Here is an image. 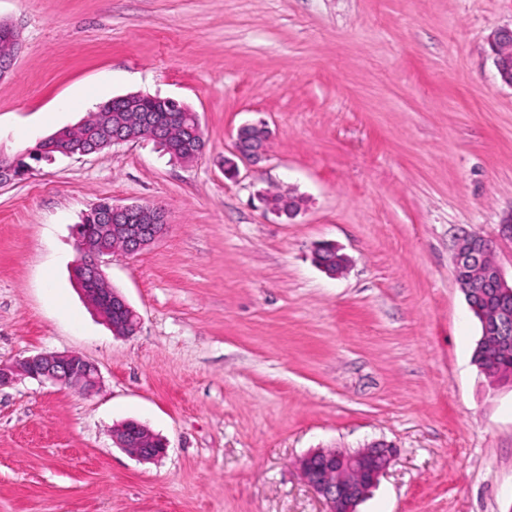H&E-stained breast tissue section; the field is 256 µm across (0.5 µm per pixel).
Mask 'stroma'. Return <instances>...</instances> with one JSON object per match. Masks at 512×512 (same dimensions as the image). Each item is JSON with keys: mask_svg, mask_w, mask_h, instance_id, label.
<instances>
[{"mask_svg": "<svg viewBox=\"0 0 512 512\" xmlns=\"http://www.w3.org/2000/svg\"><path fill=\"white\" fill-rule=\"evenodd\" d=\"M1 22L23 42L1 152L90 117L81 89L175 99L206 148L142 139L0 184V363L72 352L100 376L0 387V512H322L300 458L374 440L397 453L359 512H512V382L474 363L454 273L481 235L512 279V87L488 48L512 0H0ZM258 119L266 160L225 177ZM276 190L303 198L293 218L259 203ZM104 199L167 212L103 267L140 318L126 337L72 281ZM323 241L343 274L315 265ZM129 420L163 457L113 443Z\"/></svg>", "mask_w": 512, "mask_h": 512, "instance_id": "stroma-1", "label": "stroma"}]
</instances>
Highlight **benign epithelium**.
I'll use <instances>...</instances> for the list:
<instances>
[{
  "instance_id": "benign-epithelium-1",
  "label": "benign epithelium",
  "mask_w": 512,
  "mask_h": 512,
  "mask_svg": "<svg viewBox=\"0 0 512 512\" xmlns=\"http://www.w3.org/2000/svg\"><path fill=\"white\" fill-rule=\"evenodd\" d=\"M4 35L11 43L9 55L0 57V80L6 77L22 48L21 35L8 28ZM491 57L501 80L512 86V26L498 30L489 42ZM97 120L101 140L106 144L119 145L138 139L155 137L154 122L148 113H139L135 119L137 134L126 132V122L113 118L112 110L100 108ZM232 157L224 158V173L234 178L238 174V162L256 166L267 158L269 131L261 123H247L238 128ZM12 158L0 153V184L19 179ZM265 207L278 217L293 216L300 208V199L287 192L277 196L261 197ZM137 214L138 224H122L120 219ZM97 237H77L79 259L76 267L82 269L89 281L96 282L103 275L102 259L111 252L102 247L105 240L114 236L124 241L123 252L135 255L161 237L167 228L165 210L150 202L112 204L96 209ZM487 238L480 235L462 240L456 257L454 271L467 300L474 298L472 285L499 298L496 304L470 305L481 322L482 340L498 344L507 350L512 348V284L505 280L500 268L485 261ZM27 376L41 382H50L93 393L100 383L96 366L77 353H38L23 358L11 366L0 365V386L14 380L16 375ZM116 445L135 459L145 462L157 460L163 453L155 452V439L149 433L132 431L122 438L113 437ZM393 461V450L385 442H373L354 452L318 450L304 456L300 468L304 479L322 499L325 512H357V507L376 486L379 478Z\"/></svg>"
}]
</instances>
